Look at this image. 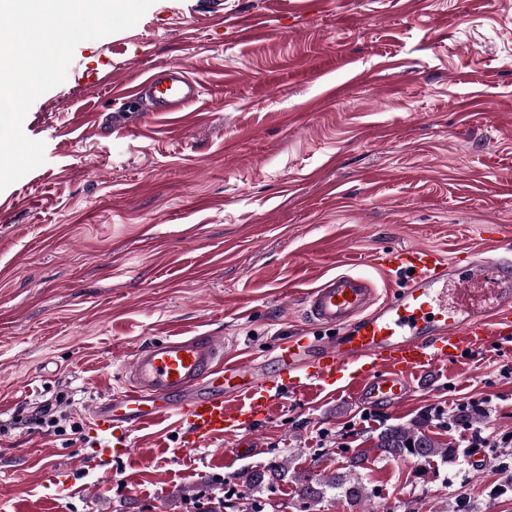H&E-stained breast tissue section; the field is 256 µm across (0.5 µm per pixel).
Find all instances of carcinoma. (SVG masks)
<instances>
[{
  "label": "carcinoma",
  "mask_w": 512,
  "mask_h": 512,
  "mask_svg": "<svg viewBox=\"0 0 512 512\" xmlns=\"http://www.w3.org/2000/svg\"><path fill=\"white\" fill-rule=\"evenodd\" d=\"M412 446H407V443ZM374 448L380 450L386 458H401L404 456L421 459L439 457L446 460L459 455L455 448H448L435 438L422 431V426L389 425L380 430L376 436ZM366 455L357 452L348 457L344 470L331 476L316 477L299 475L296 477L298 485V502L300 512H312L316 504L320 503L326 495L333 492L346 499L350 504L357 506L370 500L366 486L356 476L358 469L362 468ZM288 477V468L276 460L264 470H255L245 477L246 487L250 490H261L269 485L274 477Z\"/></svg>",
  "instance_id": "1"
}]
</instances>
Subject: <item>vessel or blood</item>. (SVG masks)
<instances>
[{"label":"vessel or blood","mask_w":512,"mask_h":512,"mask_svg":"<svg viewBox=\"0 0 512 512\" xmlns=\"http://www.w3.org/2000/svg\"><path fill=\"white\" fill-rule=\"evenodd\" d=\"M203 91L182 65L168 64L149 71L133 94L166 114L185 111ZM377 264L405 277L404 287L379 297L363 276L326 278L301 298L305 319L321 337L279 344L269 369L227 357L223 342L209 335L169 336L137 351L119 373L117 393L92 408L93 454L127 455L129 427L171 419L180 429L170 450L176 459L227 432L248 436L253 419L268 414L275 385L301 396L311 385L337 384L365 406H396L414 373L512 334L511 240H501L496 257L470 267L472 276L497 285L495 304L483 310H449L444 287L453 271L431 249H394Z\"/></svg>","instance_id":"1"}]
</instances>
